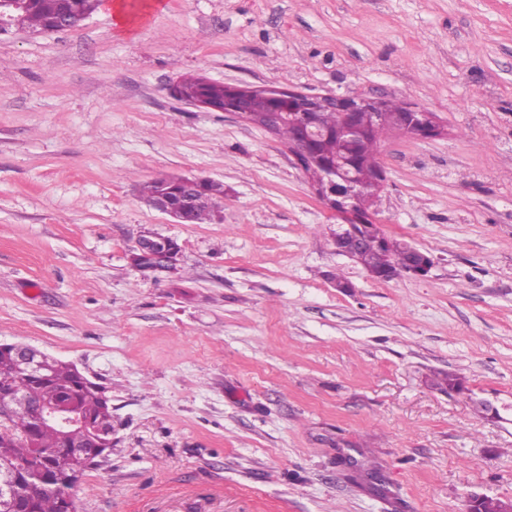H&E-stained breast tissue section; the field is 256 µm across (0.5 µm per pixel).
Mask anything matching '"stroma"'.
I'll list each match as a JSON object with an SVG mask.
<instances>
[{
    "label": "stroma",
    "mask_w": 512,
    "mask_h": 512,
    "mask_svg": "<svg viewBox=\"0 0 512 512\" xmlns=\"http://www.w3.org/2000/svg\"><path fill=\"white\" fill-rule=\"evenodd\" d=\"M123 2L124 24L0 34V343L112 400L79 512L512 503V0ZM190 75L435 113L445 135L378 154L380 228L428 276L340 254L286 141L174 99ZM167 175L223 182L219 216L149 207ZM146 230L176 272L132 266Z\"/></svg>",
    "instance_id": "35a3bbf8"
}]
</instances>
